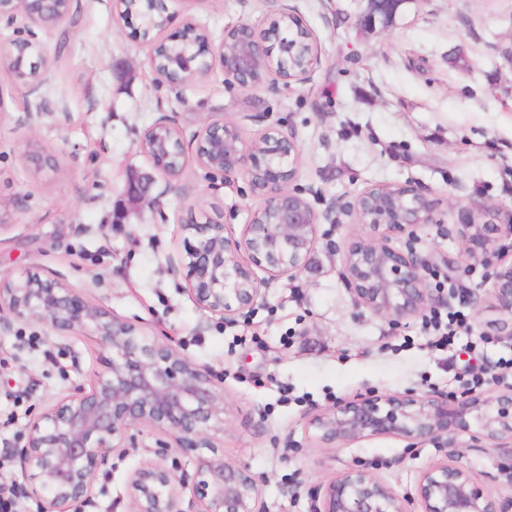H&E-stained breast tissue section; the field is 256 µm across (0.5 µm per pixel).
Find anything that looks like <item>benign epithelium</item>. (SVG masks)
<instances>
[{
  "label": "benign epithelium",
  "mask_w": 512,
  "mask_h": 512,
  "mask_svg": "<svg viewBox=\"0 0 512 512\" xmlns=\"http://www.w3.org/2000/svg\"><path fill=\"white\" fill-rule=\"evenodd\" d=\"M16 0H0V17L21 22L10 44L37 45L36 30L66 23L71 10L54 8L55 0H26L28 9L16 10ZM238 46L212 47L208 38L183 39L185 48L172 60V70L155 66V41L142 39L148 63L157 79L175 96L184 84L172 76L178 69L197 68V78L218 64L224 75L241 86L270 75L289 82L305 78L318 65L317 53L308 65L279 73L273 66L275 46L248 23L232 26ZM0 72L23 69L20 56L3 50ZM159 130L177 133V155L154 148L148 141ZM263 150L246 142L232 122H205L191 136L173 120L161 117L139 142L152 166L169 178H178L191 149L197 165L212 174L229 177L242 172L259 178V195L274 205L273 219L255 223L251 214L240 239L225 235L222 224H185L193 242L178 265L185 271L188 290L199 306L221 317L234 316L256 305L262 282L238 261L247 251L272 277L304 270L317 240L318 214L304 193L291 187L299 151L291 137L270 128L261 136ZM150 191L129 176L128 200L137 204ZM356 216L370 233L354 237L343 252V278L356 302L378 316L399 321L435 305L424 272L429 256L393 245V237L433 221L434 203L409 183L371 189L343 210ZM506 226L512 235V210L504 213L484 202L457 206L458 238L466 257L484 262L496 252L491 227ZM490 295L502 314L500 333L512 337V264L499 265L490 276ZM35 322L57 336L86 330L112 354L106 374L87 390H78L44 410L30 424L19 458L29 470L32 491L42 512H73L90 501L93 479L107 465V452L119 447L126 431L145 425L175 436L177 447L194 453L195 481L190 497L186 480L159 462V449H144L147 458L128 483L131 512H260L259 487L244 466L224 459L218 441L224 435V391L211 371L174 346L145 335L135 324L112 316L75 291L62 278L32 267L15 279L0 278V319ZM487 440L512 441V392L486 399L471 393L460 398L434 391L421 395L359 394L332 409L313 415L309 427L317 443L327 448L380 435L397 434L419 442L448 434L468 433L472 425ZM420 512H499L497 501L476 486L469 474L446 461L424 470L416 487ZM409 499L367 469L349 468L326 485L315 512H409Z\"/></svg>",
  "instance_id": "7a95c632"
}]
</instances>
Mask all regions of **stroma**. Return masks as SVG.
Returning a JSON list of instances; mask_svg holds the SVG:
<instances>
[{"instance_id": "1", "label": "stroma", "mask_w": 512, "mask_h": 512, "mask_svg": "<svg viewBox=\"0 0 512 512\" xmlns=\"http://www.w3.org/2000/svg\"><path fill=\"white\" fill-rule=\"evenodd\" d=\"M76 23L39 32L52 66L34 91L0 81V277L38 266L112 315L178 347L221 379L225 459L248 466L262 512H314L327 482L369 468L415 498L422 470L444 460L512 512V447L461 433L416 442L382 435L338 448L312 437V414L369 391H469L471 345L498 311L489 301L492 266L512 256L496 232L489 264L463 255L453 205L482 201L512 210V0H404L387 23L361 25L366 0H170L178 17L205 25L213 44L227 26L261 29L286 12L312 33L319 57L305 80L246 87L213 68L175 97L157 81L135 21L112 0H74ZM186 133L206 121L235 122L245 141L275 127L299 150L294 187L319 215L309 268L267 280L253 309L224 321L201 308L173 263L183 225L213 222L240 236L262 200L244 174L214 177L188 161L174 180L156 177L149 198L130 204L134 170L150 169L139 138L161 115ZM44 148L55 168L33 176L27 155ZM413 183L436 202L433 223L400 234L441 253L426 285L441 310L470 328L445 351L431 349L421 316L398 322L358 306L342 276V254L362 228L342 204L366 190ZM109 354L82 332L55 336L35 323L0 329V449L56 400L89 387ZM194 475L172 435L143 426L110 451L80 512H130V474L143 448Z\"/></svg>"}]
</instances>
